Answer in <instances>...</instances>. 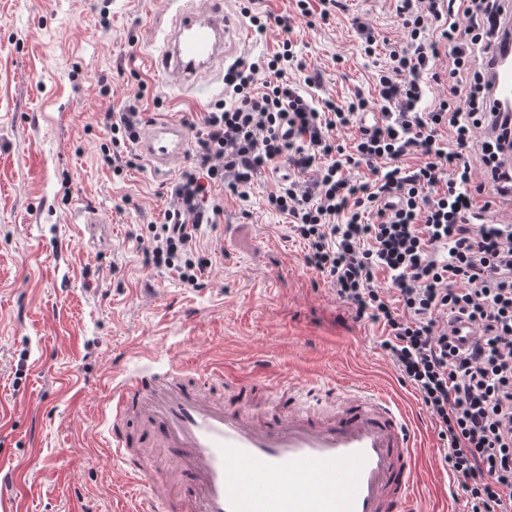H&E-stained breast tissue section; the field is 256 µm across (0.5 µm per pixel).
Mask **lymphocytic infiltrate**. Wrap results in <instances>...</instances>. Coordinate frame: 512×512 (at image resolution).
Returning a JSON list of instances; mask_svg holds the SVG:
<instances>
[{"instance_id":"obj_1","label":"lymphocytic infiltrate","mask_w":512,"mask_h":512,"mask_svg":"<svg viewBox=\"0 0 512 512\" xmlns=\"http://www.w3.org/2000/svg\"><path fill=\"white\" fill-rule=\"evenodd\" d=\"M407 33L374 73L375 98L314 101L287 80L294 44L233 69L226 99L202 113L192 162L170 182L164 220L135 239L148 264L189 286L209 260L203 226L224 213L225 194L248 200L258 175L280 174L267 205L286 214L307 246L305 261L329 278L356 318L378 324L403 383L420 396L445 450L443 462L468 512H512V224L492 219V187L512 200V113L492 106L483 62L503 0H394ZM468 87L422 108L442 76ZM368 111L348 144L335 130ZM103 160L113 173L136 167L145 125L136 103L106 112ZM371 177L351 180L350 168ZM288 175H281V168ZM473 326L465 350L448 320Z\"/></svg>"}]
</instances>
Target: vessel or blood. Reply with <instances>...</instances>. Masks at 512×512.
Segmentation results:
<instances>
[{
    "instance_id": "obj_1",
    "label": "vessel or blood",
    "mask_w": 512,
    "mask_h": 512,
    "mask_svg": "<svg viewBox=\"0 0 512 512\" xmlns=\"http://www.w3.org/2000/svg\"><path fill=\"white\" fill-rule=\"evenodd\" d=\"M242 42L237 22L202 0L200 7L177 9L154 65L202 99L201 77ZM503 45L494 42L484 73L493 79L492 99L512 105ZM189 140L185 126L155 120L138 146L160 171L186 158ZM82 226L90 244L109 247L111 224L88 214ZM258 384L227 366L193 376L175 367L113 385L109 436L126 481L138 487L133 512H424L416 494L417 435L391 398L351 388L324 415L314 407L323 395L313 388L311 405L290 393L275 410L255 416L246 408ZM225 385L231 398L220 392ZM145 448L161 449L177 464L166 493L150 487Z\"/></svg>"
}]
</instances>
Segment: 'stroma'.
<instances>
[{"label": "stroma", "instance_id": "obj_1", "mask_svg": "<svg viewBox=\"0 0 512 512\" xmlns=\"http://www.w3.org/2000/svg\"><path fill=\"white\" fill-rule=\"evenodd\" d=\"M320 19L294 0H252L265 32L250 31L246 61L273 55L278 18L305 71L288 78L314 100L346 104L373 96L375 61L360 53L358 27L378 40H405L392 0H342ZM108 18H101V11ZM169 0H0V403L11 426L0 432L1 491L23 512H116L121 464L106 446L113 384L144 370L162 373L228 364L305 387L355 385L398 400L420 443L421 491L431 512H467L443 464L442 443L418 394L400 382L381 331L356 320L330 282L312 268L284 215L265 207L276 177H260L248 201L226 196L224 215L203 227L211 263L193 288L147 267L135 236L159 223L163 190L178 169L149 164L114 175L101 162L110 134L100 117L139 100L146 121L191 123L224 97V67L195 101L177 77L151 60L169 27ZM314 84H304L305 76ZM111 87L101 94V83ZM90 211L112 226L109 251L83 241Z\"/></svg>", "mask_w": 512, "mask_h": 512}]
</instances>
